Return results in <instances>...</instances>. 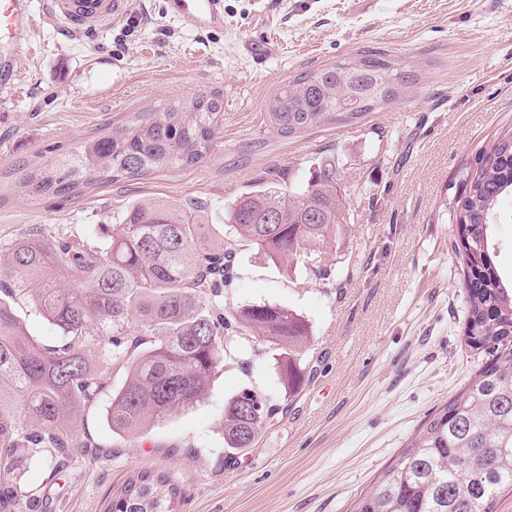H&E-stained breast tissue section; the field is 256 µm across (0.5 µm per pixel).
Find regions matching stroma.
Wrapping results in <instances>:
<instances>
[{"mask_svg": "<svg viewBox=\"0 0 512 512\" xmlns=\"http://www.w3.org/2000/svg\"><path fill=\"white\" fill-rule=\"evenodd\" d=\"M268 41L275 53L256 63L246 44ZM370 51L416 71L417 83L352 125L263 134L282 84ZM12 63L17 80L0 82V258L31 225L82 237L152 199L198 206L204 223L220 224L260 180L303 183L329 153L356 190L358 215L318 274L240 251L219 301L226 313L271 303L305 317L303 356L316 374L298 393L286 395L278 350L257 340L225 353L200 403L138 440L112 434L111 396L102 394L75 418L97 455L72 457L61 474L50 458L35 459L21 485H52L53 512H104L112 486L163 470L186 489L180 512H350L421 424L475 378L453 205L479 155L512 133V0H224L223 29L204 33L181 28L166 0H133L122 21L76 37L36 23ZM198 95L220 99L223 114L197 165L65 195L25 187L84 139ZM497 216L494 262L508 281L511 195ZM245 387L284 410L228 468L224 405Z\"/></svg>", "mask_w": 512, "mask_h": 512, "instance_id": "35a3bbf8", "label": "stroma"}]
</instances>
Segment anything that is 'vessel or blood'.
<instances>
[{
  "label": "vessel or blood",
  "instance_id": "1",
  "mask_svg": "<svg viewBox=\"0 0 512 512\" xmlns=\"http://www.w3.org/2000/svg\"><path fill=\"white\" fill-rule=\"evenodd\" d=\"M169 13L188 31L218 29L224 25V0H167ZM130 0H0V54L13 52L21 34L36 18L69 35L111 26L126 15Z\"/></svg>",
  "mask_w": 512,
  "mask_h": 512
}]
</instances>
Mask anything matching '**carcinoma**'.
I'll return each mask as SVG.
<instances>
[{
	"instance_id": "carcinoma-1",
	"label": "carcinoma",
	"mask_w": 512,
	"mask_h": 512,
	"mask_svg": "<svg viewBox=\"0 0 512 512\" xmlns=\"http://www.w3.org/2000/svg\"><path fill=\"white\" fill-rule=\"evenodd\" d=\"M417 80L380 53L338 61L284 83L269 102L265 131L292 138L351 125ZM221 112L220 99L204 95L170 102L152 120L88 139L30 185L37 194H65L192 167L212 149ZM510 189L512 135L482 153L454 207L467 229L454 252L465 290V344L480 349L474 384L422 424L352 512H495L501 494L512 492V285L494 266L490 237ZM350 196L336 157L327 156L302 185L274 180L238 197L225 232L189 209L150 200L79 240L38 228L14 241L0 262V512H19L26 495L50 499L45 486L22 490L16 471L35 456L65 458L91 447L72 416L119 374L106 418L112 433L134 440L151 422L200 402L224 352L252 337L283 351L287 389L308 383L312 372L299 355L309 333L300 315L267 304L226 315L216 301L233 282L242 247L284 268L300 261L319 272L323 246L354 219ZM24 303L56 330L54 344L24 333L16 312ZM281 410L251 388L231 396L224 466L237 465ZM184 497L170 474L143 470L112 487L104 512H179Z\"/></svg>"
}]
</instances>
